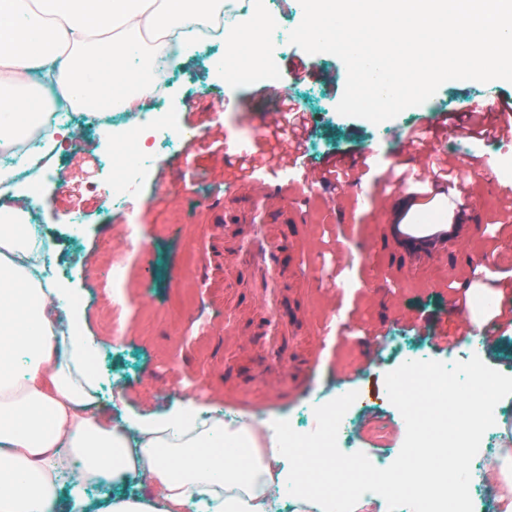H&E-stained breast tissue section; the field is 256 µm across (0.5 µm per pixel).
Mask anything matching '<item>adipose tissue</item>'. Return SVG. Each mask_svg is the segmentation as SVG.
Instances as JSON below:
<instances>
[{"instance_id": "ef3b65f1", "label": "adipose tissue", "mask_w": 512, "mask_h": 512, "mask_svg": "<svg viewBox=\"0 0 512 512\" xmlns=\"http://www.w3.org/2000/svg\"><path fill=\"white\" fill-rule=\"evenodd\" d=\"M217 3L0 0V150L46 126L41 104L53 97L85 111H138L151 84L136 60L192 52L188 24ZM15 177L0 168L16 200L0 207V512H85L89 487L131 479L141 493L101 512H269L270 497L296 488L304 441L229 424L191 401L133 425L97 414L92 341L23 222L43 199Z\"/></svg>"}]
</instances>
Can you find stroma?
I'll list each match as a JSON object with an SVG mask.
<instances>
[{"instance_id":"stroma-1","label":"stroma","mask_w":512,"mask_h":512,"mask_svg":"<svg viewBox=\"0 0 512 512\" xmlns=\"http://www.w3.org/2000/svg\"><path fill=\"white\" fill-rule=\"evenodd\" d=\"M227 45H202L168 74L155 108L100 118L82 131L83 116L70 118L80 142L63 141L51 168L42 170L39 194L50 205L39 212L62 282L82 301L84 333L92 336L94 370L101 384L98 412L109 420L161 413L187 399L236 416L248 406L271 422L288 420L308 433L314 409L348 392L347 453L392 463L403 445L404 420L388 398L386 373L409 360L447 364L480 356L512 376V313L502 309V286L512 284V201L502 189L511 181L493 164L495 151L479 137L448 133L442 153L398 156L402 139L438 128L440 109L462 108L466 84L451 80L422 105L374 124L340 115L336 105L347 70L337 56L306 54L283 43L273 57L234 81L215 61ZM309 72L294 75L292 59ZM281 89L304 111L306 130L289 163L262 166L253 181L267 207L301 213L312 233H299L298 256L288 258L281 297L298 315L287 335L289 375H269L251 345L262 323L257 305L243 301L246 283L222 285L224 257L236 228L224 221L238 205L224 178L239 156L224 148L225 132L245 139L253 152L269 151L275 129L268 115L277 105L265 96ZM233 107H225V99ZM163 112L174 128L197 127L198 138L175 145L157 142L131 208L103 205L95 187L123 173L107 123L125 127L126 148L138 150V129ZM345 160L325 184L305 187L304 176L326 161ZM471 161L457 185L471 205L462 242L446 243L439 258L412 261L385 237L394 224H445L453 216L440 170ZM81 214L82 224L72 222ZM149 273H142V265ZM236 305L241 334L232 360L224 358V306ZM496 323L492 347L474 349L438 334L459 322ZM383 333L379 352L371 334Z\"/></svg>"}]
</instances>
